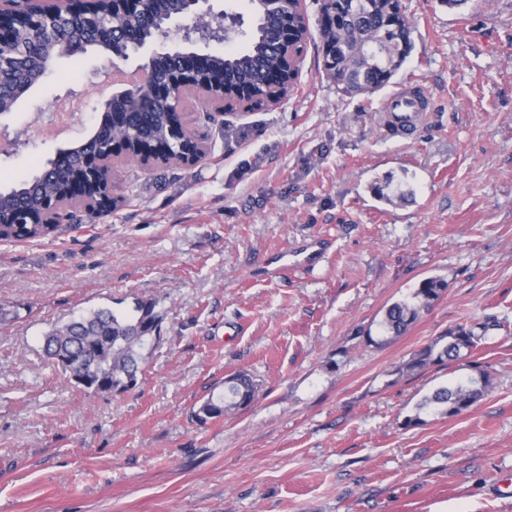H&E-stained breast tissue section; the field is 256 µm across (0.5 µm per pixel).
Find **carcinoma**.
Masks as SVG:
<instances>
[{
  "instance_id": "obj_1",
  "label": "carcinoma",
  "mask_w": 512,
  "mask_h": 512,
  "mask_svg": "<svg viewBox=\"0 0 512 512\" xmlns=\"http://www.w3.org/2000/svg\"><path fill=\"white\" fill-rule=\"evenodd\" d=\"M184 0H148L147 14L119 19L101 17L95 21L82 19L57 24V36L51 42H42L21 24L15 31L16 45L27 49L20 61L9 59L0 63V81L17 88L38 84L46 75L50 63L60 57H71L72 45L81 40L88 47L106 50L110 43L98 39L100 27H124L137 34L141 41L155 39L158 23L179 12ZM254 26L245 36L247 47L242 52L212 54L211 61L200 76L208 81H223L229 85L248 87L262 93L261 84L267 72L276 63L273 44L279 39L276 11L263 0H251ZM357 32L385 51L368 67L349 64L353 45L336 36V71L343 80L336 81V89L345 94L347 87L357 86L371 92L389 83L401 68L411 49L410 21L402 11L401 0H336V31ZM176 122L175 113L167 102L159 100L148 112H134L132 125L135 140L150 145L155 142H173V155L179 157L184 150L194 148L190 141L172 140ZM107 146L99 133L67 149L70 167L48 170L16 181L0 189V226L4 227L7 241H25L44 238L56 227L44 228L30 220L41 213L46 199L58 194L66 183L70 171L77 168L84 154ZM445 290L442 281L428 278L414 290L410 300L395 302L385 311L379 324L385 335L399 336L416 319L418 310L438 299ZM161 314L155 300H138L132 310L115 312L100 308L81 314L72 321L49 330L44 337V353L48 361L62 371L67 381L72 376L84 377L82 388L95 393H122L137 384L144 371L143 349L160 339ZM478 336L474 329L459 325L426 347L413 354L405 364L409 373L430 365L454 361L462 357V350L476 347ZM489 376L470 379L436 388L418 404L419 411L437 412L457 416L475 405L485 394ZM256 386L244 373H236L224 381V394L208 398L196 411L195 418H219L255 398Z\"/></svg>"
}]
</instances>
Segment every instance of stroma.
<instances>
[{"mask_svg": "<svg viewBox=\"0 0 512 512\" xmlns=\"http://www.w3.org/2000/svg\"><path fill=\"white\" fill-rule=\"evenodd\" d=\"M402 4L413 48L386 86L337 93L308 43L275 107L186 99L202 162H122L99 223L0 241V512H512V0ZM110 71L94 50L53 63L0 125L28 129L72 93L81 120L0 155V185L85 140ZM417 85L431 112L389 136L387 97ZM378 180L406 197L379 200ZM314 237L310 269L267 273ZM427 278L440 298L380 336ZM141 299L163 320L134 388L88 394L45 360L53 325ZM459 325L471 354L404 372ZM482 370L469 410L418 412ZM239 371L252 402L192 417Z\"/></svg>", "mask_w": 512, "mask_h": 512, "instance_id": "stroma-1", "label": "stroma"}]
</instances>
